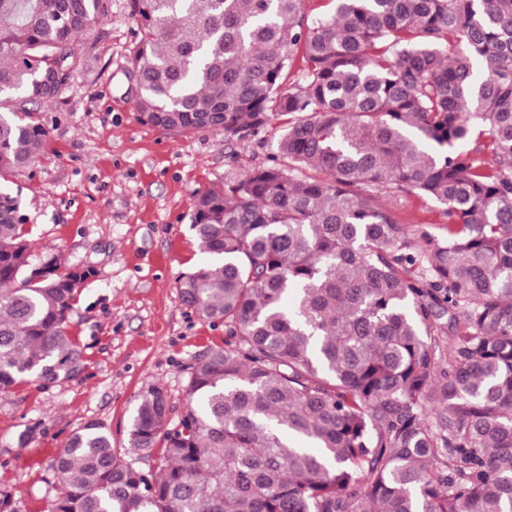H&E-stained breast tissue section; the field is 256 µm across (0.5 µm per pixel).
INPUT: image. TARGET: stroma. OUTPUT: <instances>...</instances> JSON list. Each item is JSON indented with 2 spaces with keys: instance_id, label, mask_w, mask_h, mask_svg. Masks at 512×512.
<instances>
[{
  "instance_id": "stroma-1",
  "label": "stroma",
  "mask_w": 512,
  "mask_h": 512,
  "mask_svg": "<svg viewBox=\"0 0 512 512\" xmlns=\"http://www.w3.org/2000/svg\"><path fill=\"white\" fill-rule=\"evenodd\" d=\"M102 27L93 69L41 110L48 154L5 185L20 194L35 257L60 254L93 270L71 317L84 351L80 374L0 395V491L11 494L15 512H49L50 463L88 421L103 423L113 448L125 451L138 398L155 384L180 416L191 364L225 340L223 323L200 318L180 297V277L212 260L191 228L194 196L235 168L269 164L276 152L275 121L242 139L139 122L128 0H110ZM385 200L411 236L444 235L442 206L407 191Z\"/></svg>"
}]
</instances>
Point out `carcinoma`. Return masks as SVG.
Masks as SVG:
<instances>
[{
	"instance_id": "carcinoma-1",
	"label": "carcinoma",
	"mask_w": 512,
	"mask_h": 512,
	"mask_svg": "<svg viewBox=\"0 0 512 512\" xmlns=\"http://www.w3.org/2000/svg\"><path fill=\"white\" fill-rule=\"evenodd\" d=\"M327 2L129 0L140 120L245 138L281 117L279 158L195 196L218 260L180 296L227 339L178 423L152 385L135 459L83 425L51 512H512V0ZM107 10L0 0V179L47 148L36 107L91 70ZM390 190L442 205L445 235L410 237ZM26 223L0 191L1 394L83 357L90 272L33 262Z\"/></svg>"
}]
</instances>
